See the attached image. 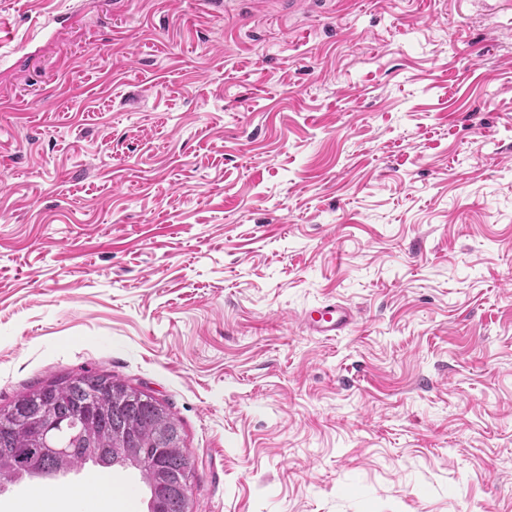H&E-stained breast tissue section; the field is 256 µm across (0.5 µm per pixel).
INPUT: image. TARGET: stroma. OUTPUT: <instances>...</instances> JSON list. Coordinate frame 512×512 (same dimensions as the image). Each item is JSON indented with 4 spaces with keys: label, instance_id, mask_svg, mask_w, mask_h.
<instances>
[{
    "label": "stroma",
    "instance_id": "stroma-1",
    "mask_svg": "<svg viewBox=\"0 0 512 512\" xmlns=\"http://www.w3.org/2000/svg\"><path fill=\"white\" fill-rule=\"evenodd\" d=\"M0 19V408L88 373L154 396L192 512H512V0ZM327 300L358 316L331 339ZM93 479L146 512L90 462L0 512H86ZM303 322L317 336H341L355 322L353 309L343 303L325 301L303 312Z\"/></svg>",
    "mask_w": 512,
    "mask_h": 512
}]
</instances>
